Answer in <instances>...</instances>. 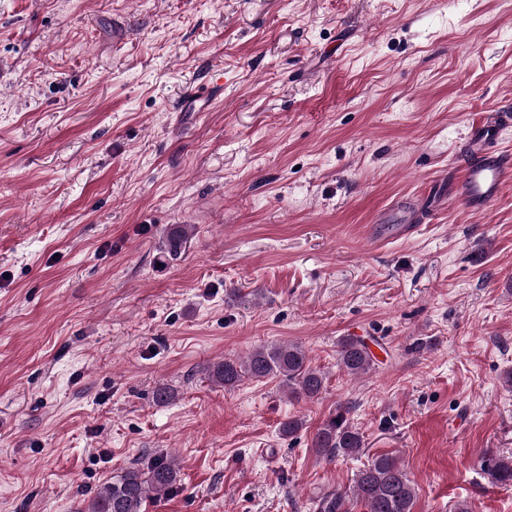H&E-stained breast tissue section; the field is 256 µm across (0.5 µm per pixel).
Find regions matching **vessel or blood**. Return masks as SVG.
I'll use <instances>...</instances> for the list:
<instances>
[{
	"mask_svg": "<svg viewBox=\"0 0 512 512\" xmlns=\"http://www.w3.org/2000/svg\"><path fill=\"white\" fill-rule=\"evenodd\" d=\"M510 127L511 112L488 113L473 127L462 163L448 185L450 197L459 200L467 211H488L506 177L512 174V157L498 147L501 133Z\"/></svg>",
	"mask_w": 512,
	"mask_h": 512,
	"instance_id": "obj_1",
	"label": "vessel or blood"
}]
</instances>
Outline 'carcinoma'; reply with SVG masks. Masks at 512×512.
<instances>
[{
	"label": "carcinoma",
	"mask_w": 512,
	"mask_h": 512,
	"mask_svg": "<svg viewBox=\"0 0 512 512\" xmlns=\"http://www.w3.org/2000/svg\"><path fill=\"white\" fill-rule=\"evenodd\" d=\"M188 238L187 225H170L161 253L171 258L180 256ZM337 364L348 375L361 377L374 369L375 359L364 342L346 337L340 343ZM207 377L212 384L226 389L235 388L245 379L278 378L295 398L309 400L319 397L327 383L326 374L311 366L305 350L290 342L256 348L242 360L226 358L209 366ZM312 448L328 462L338 457H356L363 449V437L343 410L317 429ZM481 465L495 483L512 485V458L485 456ZM179 482L175 466L167 461L145 468L130 467L104 484L80 512H142L147 498L164 497ZM354 495L367 512H413L416 489L396 457L380 454L357 474ZM314 512H347L346 497L335 490L326 491L317 497Z\"/></svg>",
	"instance_id": "1"
}]
</instances>
